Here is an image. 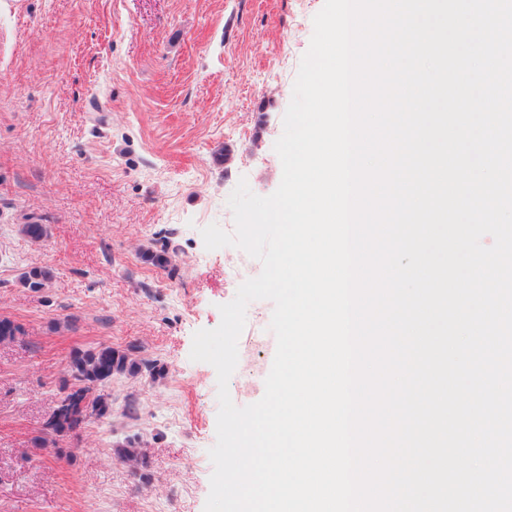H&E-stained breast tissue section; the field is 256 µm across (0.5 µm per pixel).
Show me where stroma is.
<instances>
[{
	"instance_id": "1",
	"label": "stroma",
	"mask_w": 512,
	"mask_h": 512,
	"mask_svg": "<svg viewBox=\"0 0 512 512\" xmlns=\"http://www.w3.org/2000/svg\"><path fill=\"white\" fill-rule=\"evenodd\" d=\"M324 0H0V512H204L219 408L217 373L191 360L195 332L262 265L207 250L202 228L235 229L239 180L257 195L282 179L274 150L313 18ZM48 238L28 241L27 219ZM168 245L172 264L138 247ZM55 279L19 283L34 266ZM273 304L250 302L228 384L259 401L273 362ZM265 332L253 346L252 330ZM136 346L164 378L112 380V427L34 447L68 381L73 350ZM252 393H239L245 378ZM138 416L123 417L126 400ZM148 440L149 485L114 455ZM54 279V270L50 266L32 267L20 277V284L31 290L44 288Z\"/></svg>"
}]
</instances>
